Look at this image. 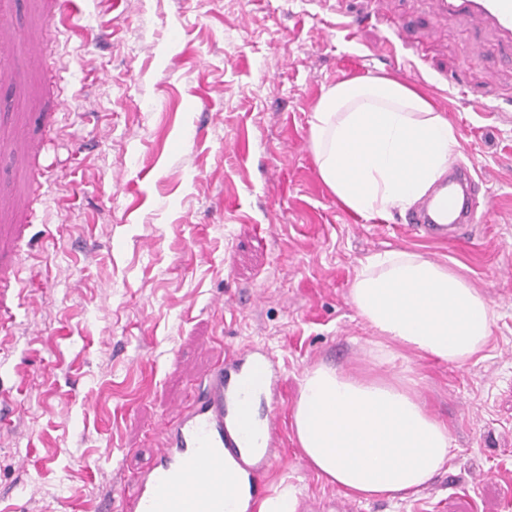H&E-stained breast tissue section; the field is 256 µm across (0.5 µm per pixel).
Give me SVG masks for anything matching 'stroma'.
Segmentation results:
<instances>
[{
  "label": "stroma",
  "instance_id": "1",
  "mask_svg": "<svg viewBox=\"0 0 512 512\" xmlns=\"http://www.w3.org/2000/svg\"><path fill=\"white\" fill-rule=\"evenodd\" d=\"M45 0H15L23 69L0 82V263L17 268L0 347V512H110L109 495L156 457L157 429L225 350L278 356L282 457L263 476L298 512H512V65L469 18L433 0H382L355 40L319 0H73L49 28ZM424 54L414 85L457 131L451 168L478 174L481 222L425 241L343 209L321 181L310 120L324 87L391 71L388 20ZM64 59L65 105L43 50ZM467 98H459L456 83ZM40 160L46 202L15 207ZM411 250L459 267L495 317L461 365L380 362L351 302L366 257ZM331 364L415 379L452 458L407 499L344 496L303 458L290 425L306 371Z\"/></svg>",
  "mask_w": 512,
  "mask_h": 512
}]
</instances>
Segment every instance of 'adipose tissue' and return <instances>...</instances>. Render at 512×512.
<instances>
[{
	"mask_svg": "<svg viewBox=\"0 0 512 512\" xmlns=\"http://www.w3.org/2000/svg\"><path fill=\"white\" fill-rule=\"evenodd\" d=\"M457 145L431 95L388 74L324 88L310 121L320 179L361 216L413 207L447 173ZM350 298L379 337L384 360L412 351L457 365L489 341L486 297L448 265L415 252L366 258ZM292 424L318 476L349 497L415 495L450 460L448 427L409 378L317 366L301 380Z\"/></svg>",
	"mask_w": 512,
	"mask_h": 512,
	"instance_id": "obj_1",
	"label": "adipose tissue"
}]
</instances>
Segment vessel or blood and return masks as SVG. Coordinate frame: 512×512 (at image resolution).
<instances>
[{
    "label": "vessel or blood",
    "instance_id": "vessel-or-blood-1",
    "mask_svg": "<svg viewBox=\"0 0 512 512\" xmlns=\"http://www.w3.org/2000/svg\"><path fill=\"white\" fill-rule=\"evenodd\" d=\"M336 27L354 38L358 21L353 0H334ZM441 14L476 18L493 31L505 59L512 63V0H435ZM20 61L10 46L0 44V80L18 78ZM474 176L460 170L448 184L449 213L427 207L408 217L412 230L425 231L433 239L448 237L449 224L463 227L479 221V205L473 195ZM258 360L265 367L264 390L278 397L283 375L277 358L251 346L219 355L208 374L195 385L193 399L172 420H164V441L151 468L134 485L124 490L119 512H224V464L233 462L247 476L252 497H259L263 462L272 460L281 436L276 412L264 416L262 456L246 451L247 433L236 419L242 397L238 380L248 362Z\"/></svg>",
    "mask_w": 512,
    "mask_h": 512
}]
</instances>
